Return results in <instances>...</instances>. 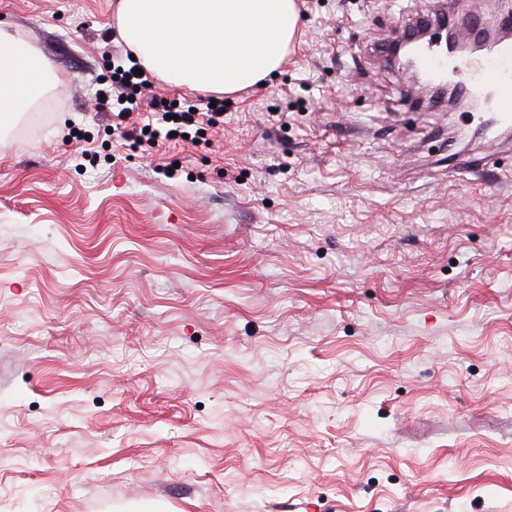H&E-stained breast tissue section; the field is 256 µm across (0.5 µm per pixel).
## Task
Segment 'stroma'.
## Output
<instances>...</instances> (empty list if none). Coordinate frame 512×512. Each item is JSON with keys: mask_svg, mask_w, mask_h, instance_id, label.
I'll return each instance as SVG.
<instances>
[{"mask_svg": "<svg viewBox=\"0 0 512 512\" xmlns=\"http://www.w3.org/2000/svg\"><path fill=\"white\" fill-rule=\"evenodd\" d=\"M296 2L151 150L119 0H0L61 78L0 150V512H512V151L449 167L478 112L378 51L449 0ZM133 69L125 70L120 65L114 67L111 87L103 93L106 102L112 98V100H116L118 106H123L117 113H112L116 119L117 130L122 127L124 129V131H120L122 137L131 138L134 143H140L152 149L165 142L193 141L201 135L200 131L205 132L208 129L219 128L224 124V100L210 98L205 104V109L191 105L186 110L176 111L167 98H154L149 103L153 111L150 114L156 119V124L161 127L155 126L153 121L141 125H135L134 122L131 123L134 126L130 130H126L127 125L124 123L126 124L130 114L138 109V95L141 94L142 87L148 81L143 79L145 76L143 71V75L137 77L134 75ZM114 76H118V80H115ZM126 82H129V85H126ZM136 87H139V91H136ZM129 97L134 98V101L129 100ZM163 100L167 101V105H164ZM212 100H215V108L210 107ZM126 104L131 107L125 106ZM191 109H195V113H191ZM168 115H171L172 119H168ZM173 116H177V120H174ZM145 128H149V131L145 132ZM171 132H177V135L170 137ZM154 133H157V136H154ZM183 134L189 135V138H184Z\"/></svg>", "mask_w": 512, "mask_h": 512, "instance_id": "35a3bbf8", "label": "stroma"}]
</instances>
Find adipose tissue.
I'll list each match as a JSON object with an SVG mask.
<instances>
[{
    "label": "adipose tissue",
    "mask_w": 512,
    "mask_h": 512,
    "mask_svg": "<svg viewBox=\"0 0 512 512\" xmlns=\"http://www.w3.org/2000/svg\"><path fill=\"white\" fill-rule=\"evenodd\" d=\"M295 0H120L116 27L145 72L177 86L231 94L283 63L298 30ZM58 77L20 35L0 38V129Z\"/></svg>",
    "instance_id": "obj_1"
}]
</instances>
